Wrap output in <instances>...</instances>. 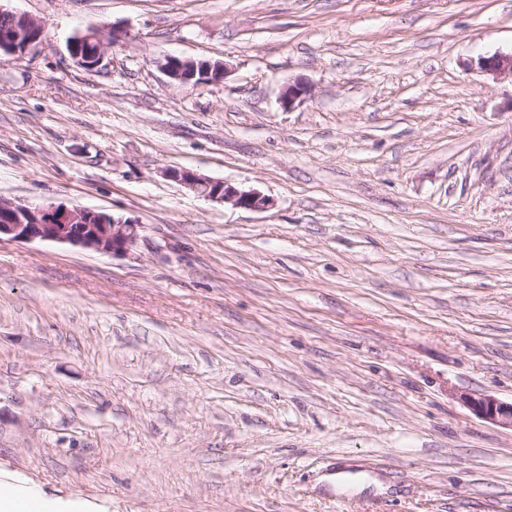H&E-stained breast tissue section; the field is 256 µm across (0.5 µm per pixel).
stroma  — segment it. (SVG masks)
I'll use <instances>...</instances> for the list:
<instances>
[{
  "label": "stroma",
  "mask_w": 512,
  "mask_h": 512,
  "mask_svg": "<svg viewBox=\"0 0 512 512\" xmlns=\"http://www.w3.org/2000/svg\"><path fill=\"white\" fill-rule=\"evenodd\" d=\"M7 6L46 32L0 53V198L141 229L0 241V475L100 512H512V430L465 402L512 401V78L476 68L512 0ZM94 29L123 37L88 70ZM84 42L87 44H93L95 46L94 53L82 56L80 47ZM106 48L107 43L102 38L101 34L97 31L76 37V39H73L68 46V50L72 59L79 65L85 67H92L97 65L103 58ZM163 175L185 188L215 202L255 211L267 209L272 200L255 189H243L223 180H215L189 169L166 168Z\"/></svg>",
  "instance_id": "stroma-1"
}]
</instances>
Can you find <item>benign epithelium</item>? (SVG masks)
I'll list each match as a JSON object with an SVG mask.
<instances>
[{"label": "benign epithelium", "mask_w": 512, "mask_h": 512, "mask_svg": "<svg viewBox=\"0 0 512 512\" xmlns=\"http://www.w3.org/2000/svg\"><path fill=\"white\" fill-rule=\"evenodd\" d=\"M0 14L11 16L19 25L0 31V52L24 56L42 42L45 24L29 15L18 14L0 5ZM95 46V51L82 55L83 43ZM107 43L97 31L72 40L68 50L81 66L97 65L103 58ZM478 68L489 76H512V53L481 58ZM311 95V87L297 82L288 85L282 95V105L288 109ZM163 175L185 188L215 202L255 211L272 205V200L255 189H243L223 180H215L189 169L167 168ZM140 225L131 219L109 216L86 208H69L62 204L25 205L0 199V240L27 242L33 240L65 243L100 254L123 256L139 241ZM466 403L480 419L512 429V403L490 395L469 396Z\"/></svg>", "instance_id": "obj_1"}]
</instances>
